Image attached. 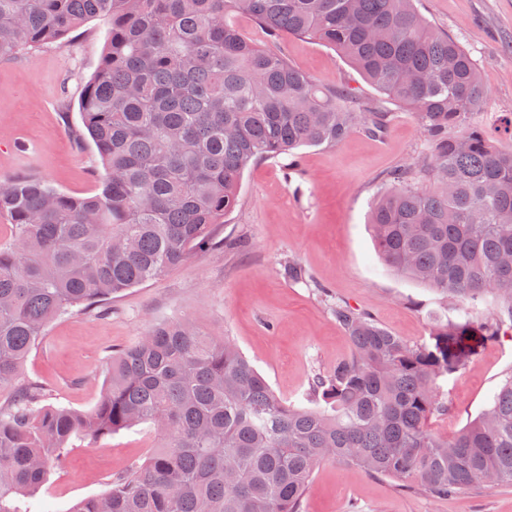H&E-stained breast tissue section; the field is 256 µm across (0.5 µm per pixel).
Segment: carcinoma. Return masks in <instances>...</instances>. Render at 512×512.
<instances>
[{"label": "carcinoma", "instance_id": "1", "mask_svg": "<svg viewBox=\"0 0 512 512\" xmlns=\"http://www.w3.org/2000/svg\"><path fill=\"white\" fill-rule=\"evenodd\" d=\"M415 0H0V61L108 21L79 114L105 169L98 194L0 179V512L29 501L69 442L149 424L163 444L70 512H302L317 466L334 460L448 499L512 483V374L448 440L440 383L512 329V150L481 118L478 62ZM286 32L340 53L409 109L429 152L390 175L371 212L393 270L461 303L407 343L344 301L331 305L353 351L313 375L310 406L281 400L229 340L188 321L160 323L112 353L88 412L46 403L20 368L45 326L73 309L162 277L212 239L258 159L383 135L394 113L348 85L326 87L236 24ZM293 283H309L293 259ZM490 301L484 316L473 311Z\"/></svg>", "mask_w": 512, "mask_h": 512}]
</instances>
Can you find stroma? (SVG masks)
I'll return each instance as SVG.
<instances>
[{"instance_id": "1", "label": "stroma", "mask_w": 512, "mask_h": 512, "mask_svg": "<svg viewBox=\"0 0 512 512\" xmlns=\"http://www.w3.org/2000/svg\"><path fill=\"white\" fill-rule=\"evenodd\" d=\"M418 11L456 38L481 67L490 92L483 122L495 131L512 112V0H417ZM241 31L269 44L318 83L347 84L377 101L380 93L340 54L288 33L268 40L250 19ZM108 24L96 19L62 40L0 62V177H34L77 196L99 192L105 175L84 136L79 99L96 73ZM380 137L361 132L333 147L258 161L244 172L239 206L218 227L210 248L191 254L161 278L112 299L106 311L73 310L52 321L22 369L49 390L50 404L91 410L102 397L112 351L155 324L195 321L228 337L275 394L302 402L310 377L351 353L330 302L339 298L407 342L427 336L432 315L452 316L440 295L393 271L378 255L371 204L396 167L426 152L425 133L408 110ZM298 260L310 285L285 279L281 264ZM512 374V331L482 347L440 395L448 413L433 418L441 437L457 433L487 408ZM160 438L142 424L92 441L72 439L62 468L36 493L42 512H67L106 491L130 465L145 462ZM304 512H512V485L468 488L447 500L407 491L389 478L328 461L315 470Z\"/></svg>"}]
</instances>
